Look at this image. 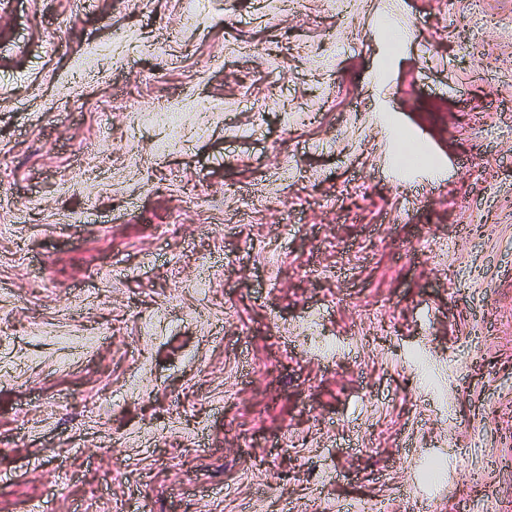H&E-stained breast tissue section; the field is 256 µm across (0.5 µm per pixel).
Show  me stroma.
<instances>
[{
  "mask_svg": "<svg viewBox=\"0 0 512 512\" xmlns=\"http://www.w3.org/2000/svg\"><path fill=\"white\" fill-rule=\"evenodd\" d=\"M0 512H512V0H0Z\"/></svg>",
  "mask_w": 512,
  "mask_h": 512,
  "instance_id": "obj_1",
  "label": "stroma"
}]
</instances>
